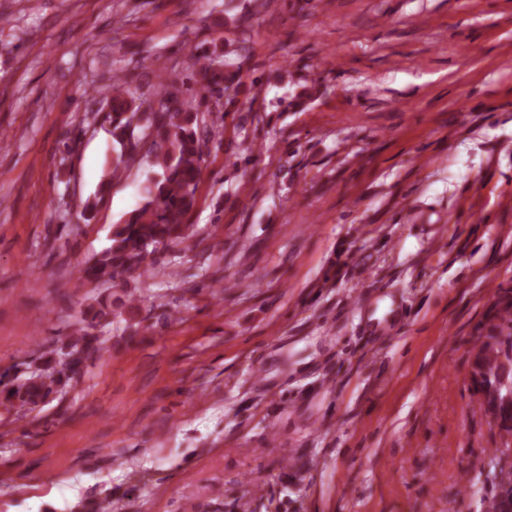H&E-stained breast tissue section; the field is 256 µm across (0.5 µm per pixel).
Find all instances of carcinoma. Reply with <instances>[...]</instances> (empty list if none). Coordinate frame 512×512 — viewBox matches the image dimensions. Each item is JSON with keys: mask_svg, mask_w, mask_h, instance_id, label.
Instances as JSON below:
<instances>
[{"mask_svg": "<svg viewBox=\"0 0 512 512\" xmlns=\"http://www.w3.org/2000/svg\"><path fill=\"white\" fill-rule=\"evenodd\" d=\"M233 43L191 55L193 85L179 90L163 79L158 84L160 109L154 110L130 82L112 78L107 86L109 111L102 121L112 136V162L105 167L98 190L81 205L89 221L112 183L131 164L146 160L149 171L141 186L143 200L112 227L109 244L79 269V279L94 286L116 285L144 273L170 248L193 246L189 217L209 145L221 143L222 125L215 111L230 114L244 92L240 70L229 60ZM120 312L112 309V294H98L80 311L70 335L50 349L35 351L23 362L25 374L0 372V407L30 412L73 389L83 378L89 356L106 348L105 329ZM471 375L482 387H512V288L498 294L486 320L477 328L471 355ZM489 501V512H503L512 496V473Z\"/></svg>", "mask_w": 512, "mask_h": 512, "instance_id": "obj_1", "label": "carcinoma"}]
</instances>
